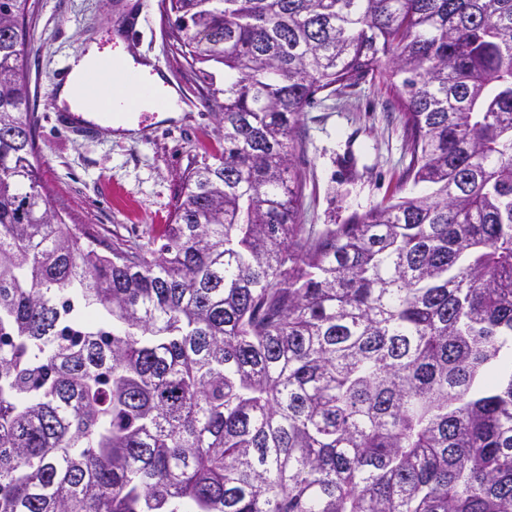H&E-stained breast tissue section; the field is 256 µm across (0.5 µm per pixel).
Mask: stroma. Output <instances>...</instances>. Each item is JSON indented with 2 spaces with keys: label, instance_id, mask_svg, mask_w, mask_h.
Returning <instances> with one entry per match:
<instances>
[{
  "label": "stroma",
  "instance_id": "35a3bbf8",
  "mask_svg": "<svg viewBox=\"0 0 512 512\" xmlns=\"http://www.w3.org/2000/svg\"><path fill=\"white\" fill-rule=\"evenodd\" d=\"M144 23L125 53L162 67L180 97L178 121L135 135L83 138L58 126L52 77L78 47L113 45L115 23ZM34 49L23 61L39 116L36 143L51 204L66 223L104 238L135 239L170 223L184 173L216 146L213 117L198 96L202 76L166 35L160 0H36ZM388 67L331 96L317 94L298 129L295 162L305 186L299 221L343 224L389 198L410 161Z\"/></svg>",
  "mask_w": 512,
  "mask_h": 512
}]
</instances>
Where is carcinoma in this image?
<instances>
[{
	"label": "carcinoma",
	"instance_id": "obj_1",
	"mask_svg": "<svg viewBox=\"0 0 512 512\" xmlns=\"http://www.w3.org/2000/svg\"><path fill=\"white\" fill-rule=\"evenodd\" d=\"M166 2L218 147L131 243L51 206L0 0V512H512V0ZM384 57L400 185L298 223L305 109Z\"/></svg>",
	"mask_w": 512,
	"mask_h": 512
}]
</instances>
